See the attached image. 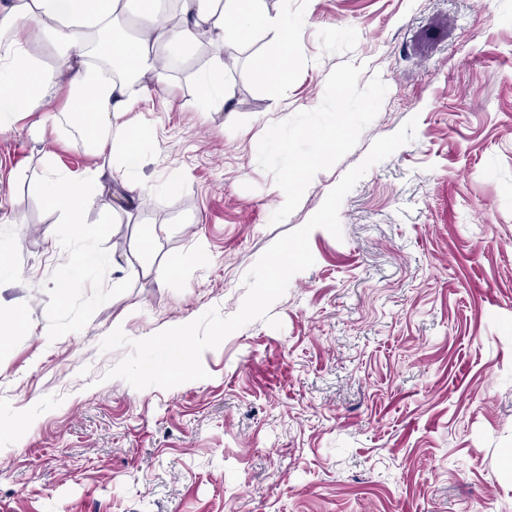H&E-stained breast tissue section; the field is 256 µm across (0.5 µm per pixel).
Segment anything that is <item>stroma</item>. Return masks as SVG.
Instances as JSON below:
<instances>
[{
    "instance_id": "stroma-1",
    "label": "stroma",
    "mask_w": 512,
    "mask_h": 512,
    "mask_svg": "<svg viewBox=\"0 0 512 512\" xmlns=\"http://www.w3.org/2000/svg\"><path fill=\"white\" fill-rule=\"evenodd\" d=\"M265 8L295 29L287 82L254 69L273 31L228 41L231 97L205 111L212 47L161 48L170 107L124 116L136 174L60 112L0 132V512H512V0ZM412 118L343 199L342 238L312 231L281 328L236 330L201 380L108 378L130 352L101 351L115 328L236 313L258 258ZM100 166L129 211L103 195L62 223L47 177ZM86 248L105 264L74 263Z\"/></svg>"
}]
</instances>
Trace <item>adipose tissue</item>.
Segmentation results:
<instances>
[{
	"label": "adipose tissue",
	"instance_id": "ef3b65f1",
	"mask_svg": "<svg viewBox=\"0 0 512 512\" xmlns=\"http://www.w3.org/2000/svg\"><path fill=\"white\" fill-rule=\"evenodd\" d=\"M128 0H9L0 6V129L8 130L14 118L63 98V110L72 116L84 145L100 155L129 160L137 153L131 126L120 117L128 108L130 83L143 93L161 94L164 80L153 73L152 51L159 46L193 42L205 31L210 44L223 48L227 37L249 39L256 31L275 30L277 54L255 63L257 74L268 82L288 78L292 30L272 18L264 0H180L182 23L173 26L161 18L155 0H143L140 33L131 40L107 42L101 55L88 49L90 37L111 31L124 15ZM50 43L55 66H44L27 50L31 30ZM121 60L130 79L114 76L112 60ZM49 182L66 181V189L50 191V204L65 223L80 224L97 195L111 193L102 171L90 180L63 179L53 173Z\"/></svg>",
	"mask_w": 512,
	"mask_h": 512
}]
</instances>
